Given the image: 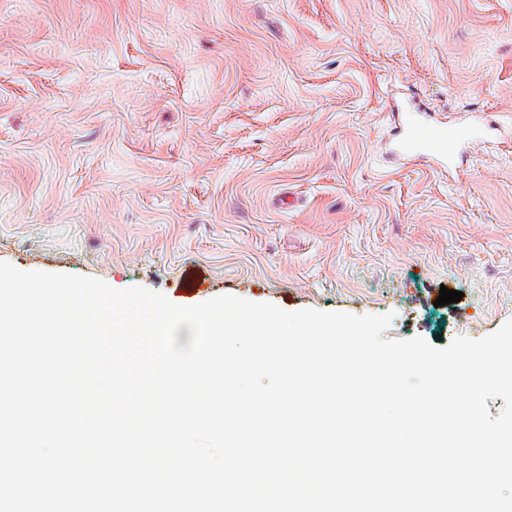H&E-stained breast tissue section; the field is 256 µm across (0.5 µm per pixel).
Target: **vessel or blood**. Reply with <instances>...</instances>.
<instances>
[{
  "instance_id": "b4317fda",
  "label": "vessel or blood",
  "mask_w": 512,
  "mask_h": 512,
  "mask_svg": "<svg viewBox=\"0 0 512 512\" xmlns=\"http://www.w3.org/2000/svg\"><path fill=\"white\" fill-rule=\"evenodd\" d=\"M496 129L482 113L450 127L414 115L404 121L395 149L407 158L426 157L453 171L462 165L467 146L487 139Z\"/></svg>"
}]
</instances>
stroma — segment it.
I'll return each mask as SVG.
<instances>
[{
	"label": "stroma",
	"instance_id": "stroma-1",
	"mask_svg": "<svg viewBox=\"0 0 512 512\" xmlns=\"http://www.w3.org/2000/svg\"><path fill=\"white\" fill-rule=\"evenodd\" d=\"M412 95L499 133L453 172L394 162ZM0 261L487 336L512 320V0H0Z\"/></svg>",
	"mask_w": 512,
	"mask_h": 512
}]
</instances>
